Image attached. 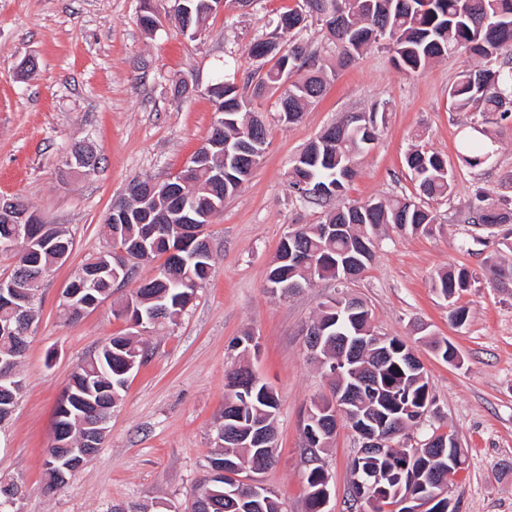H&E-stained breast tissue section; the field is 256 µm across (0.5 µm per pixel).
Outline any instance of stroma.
Masks as SVG:
<instances>
[{
  "mask_svg": "<svg viewBox=\"0 0 512 512\" xmlns=\"http://www.w3.org/2000/svg\"><path fill=\"white\" fill-rule=\"evenodd\" d=\"M297 0H255L210 16L201 36L188 39L162 16L156 34L138 24L140 0H0V200L23 198L73 240L66 262L52 267L38 290L28 348L17 366L25 389L0 424V481L25 486L20 512H110L116 503L184 505L205 475L224 409L228 372L247 364L275 389L276 462L260 475L285 512H306L303 427L312 399L330 385L306 347V330L318 304L334 290L318 282L288 297L266 287L281 238L300 224L317 223L319 207L296 201L288 169L306 145L351 112L386 111L378 138L362 156L345 198L363 202L390 195L415 196L404 156L413 145L441 154L452 168L455 190L430 201L439 217L432 233L411 234L384 226L374 236V259L351 292L372 311L382 335L396 337L421 360L433 399L415 437L454 434L465 464L448 484L457 512H512V288L490 280V264L512 266L500 246L512 224L489 236L461 220L473 189L484 187L512 201V120L493 112H459L448 86L472 66L455 55L410 75L398 70L387 49L372 46L351 63H336V49L316 28L292 39L317 45L333 75L325 95L296 124L278 118L285 84L269 87L253 108L268 129L263 158L237 193L203 228L213 273L181 321L145 332L149 358L129 377L112 410L101 448L54 494L43 492L45 450L52 441L58 402L71 373L125 319L113 311L123 292L78 319H67L63 293L86 259L103 250L100 227L113 202L135 178L176 175L204 143L217 114L202 88L214 67L231 59L238 80L268 70L250 54L268 32V20ZM34 73L21 70L25 57ZM199 83L180 98L172 82ZM478 122L496 136L490 161L473 168L459 158L463 131ZM93 140L97 169L69 174L74 143ZM467 267L472 285L454 299L433 286L437 273ZM462 307L467 320L452 323ZM255 338L242 352L236 338ZM448 339L457 350L447 362L425 340ZM357 435L341 425L322 452L330 477L331 512H348Z\"/></svg>",
  "mask_w": 512,
  "mask_h": 512,
  "instance_id": "stroma-1",
  "label": "stroma"
}]
</instances>
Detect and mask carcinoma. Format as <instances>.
Instances as JSON below:
<instances>
[{
	"label": "carcinoma",
	"mask_w": 512,
	"mask_h": 512,
	"mask_svg": "<svg viewBox=\"0 0 512 512\" xmlns=\"http://www.w3.org/2000/svg\"><path fill=\"white\" fill-rule=\"evenodd\" d=\"M169 13L180 26H185L184 12H190L192 29L205 27L209 13L205 0H168ZM336 11V23L320 28L329 42L339 51V64L343 65L359 56L367 47L379 43L393 53L395 64L409 74L420 73L433 61L452 54H465L481 64L462 70L448 88V100L455 110L476 109L480 112H497L502 120L512 117V62L501 60L512 54V0H299L297 7L280 13L269 21L272 36L261 37L251 47L257 59L269 56L275 64L253 85L251 92L237 84L236 71L226 62L215 67V79L208 88L216 109L224 113V128H210L207 140L224 144V148L211 151L209 164H199L197 169L180 171L168 182L143 198L124 197L114 206L130 208V217L120 226V235L144 239L154 245L150 255L139 259L152 262L158 256L164 262L153 269V274L136 282L125 299L118 304L117 314L127 315L130 305L143 313L153 314L161 323L175 324L185 311L190 297L194 296L211 275L212 254H203L186 267L176 265L168 255L173 240H165L158 230L161 224H178L182 206L196 207L202 211L211 208V202L224 204L249 178L237 166L238 149L246 141L243 129L254 121L251 102L261 97L266 87L279 84L294 73L301 77L291 83L279 105V117L285 123L295 124L303 117L306 107L321 99L327 89L328 72L319 51L309 44L295 43L283 47L277 41L282 31L279 23L284 18L294 21L293 28L309 27L312 21L321 22L325 9ZM376 109L368 112L370 129L360 128L355 115L334 125L333 140L315 150L306 146L302 154L309 160L302 166L291 165L288 186L296 201L329 205L340 198L345 185L352 180L355 159L376 141L379 125L374 117ZM268 132L258 143L248 142L254 157L253 165L261 160ZM495 138L480 124L469 125L459 143L460 159L471 167L480 166L493 157ZM224 166L226 181L217 185L209 175V166ZM405 166L418 187L419 194L427 199L446 198L454 190V174L447 161L438 153L421 146L412 149L405 158ZM462 221L489 230L500 224H512V206L496 197L484 187L475 190L461 210ZM438 223L434 214L422 201L413 197L370 199L366 203H348L332 207L317 224H302L292 237H283L277 249L276 262L270 267L268 286L291 282L308 283L311 278L336 282L342 275L344 259L356 249L362 239L369 246L357 274L364 273L373 260L374 243L370 231L385 224L406 225L411 233L429 234ZM327 224H346L348 229L339 235L324 232ZM14 218L0 209L1 245L12 239ZM31 266L18 286L30 297H35L42 277L56 265L55 254L36 246ZM297 252L314 264L300 265L288 261V252ZM472 274L465 267L437 275L434 287L446 298L467 290ZM369 311L363 301L353 300V309L339 305L334 296L319 303L313 323L323 331L321 355L333 362L342 357L347 371L336 375L331 384V396L311 401L312 422L307 424L322 440L334 438L336 425L322 432L318 429L324 414L335 413L339 400L349 398V407L358 411L362 420L380 421L388 418L393 430L398 431L404 422L425 413L431 404L430 390L423 367L411 348L396 338H388L385 346L359 350L356 360L345 356L342 340L358 342L368 336ZM25 328L20 324L14 309L0 304V357H8L16 347ZM148 357V350L136 340L133 331L117 334L105 340L95 355L79 364V372L72 374L69 397L60 404L71 410L70 416L55 420L54 432L79 439L89 430L95 416L93 411L112 413L124 390L128 375L125 367L131 361L141 364ZM374 374L376 394L364 395L356 391L357 380ZM228 394L218 427L223 436L216 443L217 461L255 462L267 470L274 462V441L257 445L245 438L248 429L259 424L270 435H275L274 421L279 402L275 392L265 382L255 377L247 367L234 369L228 375ZM448 457L438 458V444L420 446L407 452L392 450L389 453H369L355 460V469L365 476L372 472L402 475L404 485L418 487L431 484L443 477ZM308 487V512H322L320 500L325 476L310 471L306 476ZM389 491H374L376 505L370 507L357 493L351 494V512H384L386 506H396L394 485ZM198 497L187 502L182 512H284L282 503L273 492L258 497H247L246 489H226L211 483H200Z\"/></svg>",
	"instance_id": "obj_1"
}]
</instances>
